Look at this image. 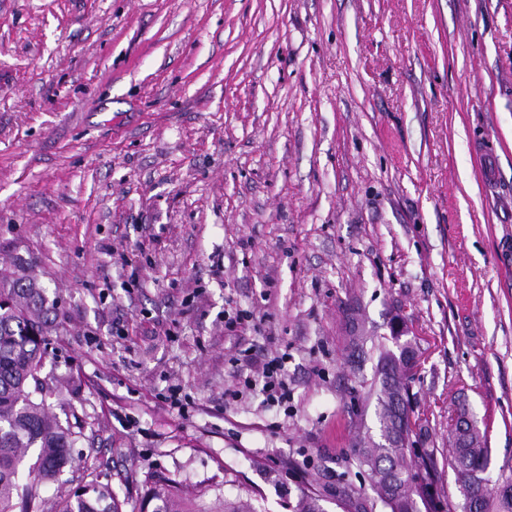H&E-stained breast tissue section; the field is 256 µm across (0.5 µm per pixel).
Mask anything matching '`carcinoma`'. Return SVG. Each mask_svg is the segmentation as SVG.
<instances>
[{"label":"carcinoma","mask_w":512,"mask_h":512,"mask_svg":"<svg viewBox=\"0 0 512 512\" xmlns=\"http://www.w3.org/2000/svg\"><path fill=\"white\" fill-rule=\"evenodd\" d=\"M56 312L57 302L49 300L35 277L10 281L0 276V512H121L112 488L94 480L57 502L43 496L45 486L60 481L80 461L76 447L85 437L82 424H64L53 412L39 378ZM392 340L398 352H381L372 381H360L375 399L378 437L360 442L355 461L377 499L364 503L346 480L336 500L342 512H373L378 505L387 512H431L438 493L437 449L423 448L408 458L416 425L409 407L412 345L399 336ZM453 437L451 465L464 512H512V480L487 488L482 477L490 454L486 432L465 410L455 420ZM145 483L149 501L155 502L152 512H265L247 487L216 508L204 501L206 489H188L154 473L145 476ZM322 501L318 491L307 490L291 503V512H325Z\"/></svg>","instance_id":"obj_1"}]
</instances>
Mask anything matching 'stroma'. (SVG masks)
Segmentation results:
<instances>
[{
	"instance_id": "35a3bbf8",
	"label": "stroma",
	"mask_w": 512,
	"mask_h": 512,
	"mask_svg": "<svg viewBox=\"0 0 512 512\" xmlns=\"http://www.w3.org/2000/svg\"><path fill=\"white\" fill-rule=\"evenodd\" d=\"M16 258L59 301L53 408L119 498L153 470L232 499L228 464L266 512L310 488L340 512L345 475L373 498L360 381L398 316L415 445L438 451L437 512H462L449 411L512 478V0H0ZM283 353L288 403L244 388Z\"/></svg>"
}]
</instances>
